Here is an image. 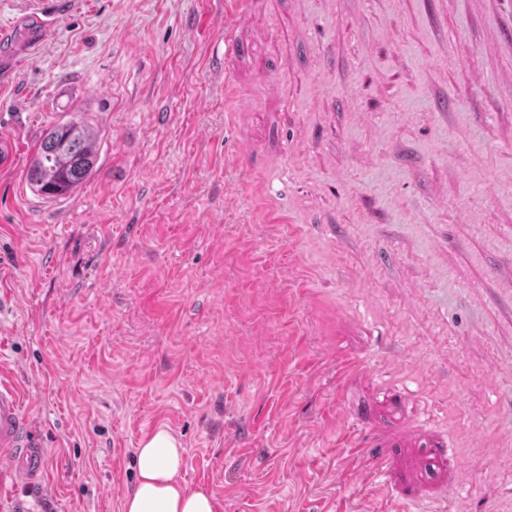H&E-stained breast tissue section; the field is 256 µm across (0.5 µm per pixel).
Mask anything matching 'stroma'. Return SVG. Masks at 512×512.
<instances>
[{"instance_id":"35a3bbf8","label":"stroma","mask_w":512,"mask_h":512,"mask_svg":"<svg viewBox=\"0 0 512 512\" xmlns=\"http://www.w3.org/2000/svg\"><path fill=\"white\" fill-rule=\"evenodd\" d=\"M64 14L0 81V381L49 448L0 512H121L160 427L219 512H512V0ZM76 116L96 172L42 196ZM98 134L80 118L60 121L44 132L27 180L46 197L70 194L95 173Z\"/></svg>"}]
</instances>
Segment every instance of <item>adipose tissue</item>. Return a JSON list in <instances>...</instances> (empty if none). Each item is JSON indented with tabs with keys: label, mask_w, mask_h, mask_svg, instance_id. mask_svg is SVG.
I'll list each match as a JSON object with an SVG mask.
<instances>
[{
	"label": "adipose tissue",
	"mask_w": 512,
	"mask_h": 512,
	"mask_svg": "<svg viewBox=\"0 0 512 512\" xmlns=\"http://www.w3.org/2000/svg\"><path fill=\"white\" fill-rule=\"evenodd\" d=\"M184 450L167 428L146 435L136 450V484L123 512H218L211 494L189 489L182 478Z\"/></svg>",
	"instance_id": "ef3b65f1"
}]
</instances>
